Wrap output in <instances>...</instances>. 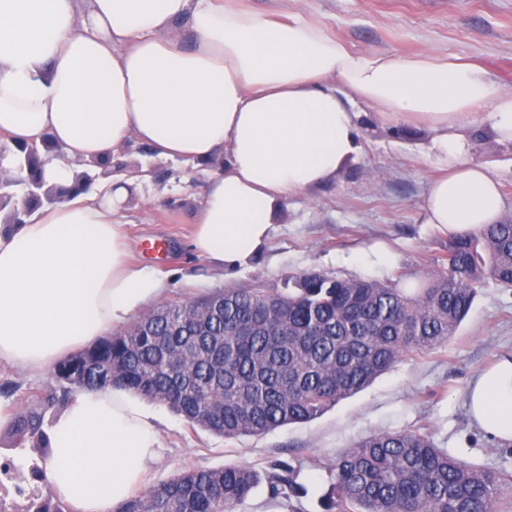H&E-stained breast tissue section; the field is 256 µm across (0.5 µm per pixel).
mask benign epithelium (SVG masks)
Returning a JSON list of instances; mask_svg holds the SVG:
<instances>
[{
    "instance_id": "7a95c632",
    "label": "benign epithelium",
    "mask_w": 512,
    "mask_h": 512,
    "mask_svg": "<svg viewBox=\"0 0 512 512\" xmlns=\"http://www.w3.org/2000/svg\"><path fill=\"white\" fill-rule=\"evenodd\" d=\"M15 149L16 170L20 173L27 172L28 179L25 182L20 179H0V210L9 204L12 205L8 220L10 224L24 223V217L30 215L44 201L53 204L65 200L73 192L88 191L97 179V176L84 172L77 176L69 187L58 185L53 189H47L43 179V160L40 157V150L47 152L56 150V146L49 137L45 136L38 142L18 143ZM22 182L26 183L27 191L22 203L17 205L13 203L14 193L11 192V187Z\"/></svg>"
}]
</instances>
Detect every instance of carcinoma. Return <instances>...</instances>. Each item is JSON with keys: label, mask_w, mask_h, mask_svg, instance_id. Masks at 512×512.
I'll use <instances>...</instances> for the list:
<instances>
[{"label": "carcinoma", "mask_w": 512, "mask_h": 512, "mask_svg": "<svg viewBox=\"0 0 512 512\" xmlns=\"http://www.w3.org/2000/svg\"><path fill=\"white\" fill-rule=\"evenodd\" d=\"M490 277L512 287V221L489 224L448 242L441 269L414 288L368 279L305 275L295 290L264 293L224 289V309L204 330L191 313L208 310L207 295L184 306H163L165 323L147 318L60 361L53 376L63 394L78 376L85 388H119L168 405L192 427L227 438L263 435L311 421L372 382L399 359L431 350L453 336ZM52 392L15 413V447L35 448L42 463L28 468L35 482L25 512H73L52 494L46 412ZM267 475L270 493L288 499L294 469L286 462ZM326 512H512L499 496V473L460 462L431 434H372L334 463ZM259 483L245 464L193 468L116 512H233Z\"/></svg>", "instance_id": "carcinoma-1"}]
</instances>
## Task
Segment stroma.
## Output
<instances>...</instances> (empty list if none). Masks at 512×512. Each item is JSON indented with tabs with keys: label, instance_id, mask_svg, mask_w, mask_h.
Returning a JSON list of instances; mask_svg holds the SVG:
<instances>
[{
	"label": "stroma",
	"instance_id": "35a3bbf8",
	"mask_svg": "<svg viewBox=\"0 0 512 512\" xmlns=\"http://www.w3.org/2000/svg\"><path fill=\"white\" fill-rule=\"evenodd\" d=\"M266 12L301 11L322 20L351 50L412 57L422 51L483 66L512 89V0H243ZM362 155L336 179L290 198L272 236L257 255L235 268L200 258L193 234L209 177L224 169L223 154L198 165L160 158L129 142L101 161L81 164L92 174L120 173L137 186L126 201L127 245L133 261L164 280L158 298L134 319L163 305H182L225 288L262 292L292 287L297 277L413 283L434 273L448 239L423 223L421 207L435 170L424 153L425 130L384 124L356 104ZM469 157L491 163L512 204V144L496 142L487 127L467 131ZM512 355V288L492 279L477 287L474 303L447 343L401 358L358 393L322 416L260 436L224 438L190 427L160 406L165 452L151 470L154 487L189 467L245 464L267 476L275 462L294 469L289 505L325 512L337 455L374 432L430 433L438 447L464 462L504 472L502 498L512 497V442L481 431L467 405L473 376ZM14 395L5 396L3 387ZM51 369L27 372L0 361V409L16 413L27 394L56 391Z\"/></svg>",
	"mask_w": 512,
	"mask_h": 512
}]
</instances>
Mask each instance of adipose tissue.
<instances>
[{"instance_id": "ef3b65f1", "label": "adipose tissue", "mask_w": 512, "mask_h": 512, "mask_svg": "<svg viewBox=\"0 0 512 512\" xmlns=\"http://www.w3.org/2000/svg\"><path fill=\"white\" fill-rule=\"evenodd\" d=\"M354 100L428 132L425 223L454 236L504 220L500 182L469 160L465 132L485 122L512 144V90L479 65L355 52L314 17L239 0H87L82 14L76 0H0V175L15 143L46 135L63 151L45 158L50 185L132 140L193 164L224 153L192 246L226 268L266 246L289 198L360 157ZM131 188L112 176L0 226V361L48 368L160 294L157 272L127 260ZM468 401L486 434L512 442V358L478 373ZM158 419L125 390L76 394L47 429L54 497L114 512L163 455Z\"/></svg>"}]
</instances>
